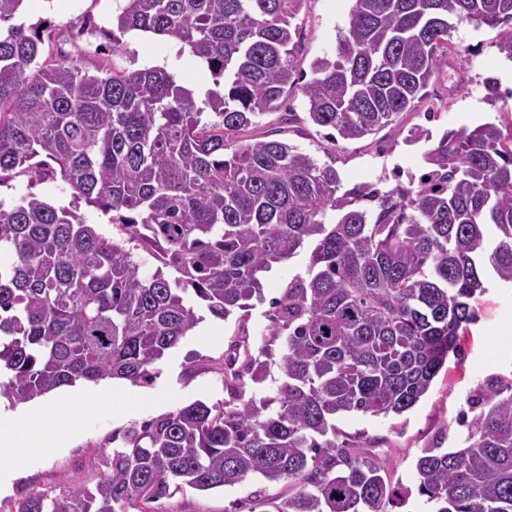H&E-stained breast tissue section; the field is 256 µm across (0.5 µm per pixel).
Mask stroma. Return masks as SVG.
Instances as JSON below:
<instances>
[{
    "mask_svg": "<svg viewBox=\"0 0 512 512\" xmlns=\"http://www.w3.org/2000/svg\"><path fill=\"white\" fill-rule=\"evenodd\" d=\"M351 5L352 0H307L294 19L300 32V82L310 79L314 59L335 54L338 31ZM119 6L120 0H23L14 21L48 28L56 46L79 51L86 70L102 65L126 70L162 67L194 91L196 102H203L205 92L213 86L212 77L178 40L133 31L125 35L121 50L112 51L104 32L111 29ZM73 35L78 38L74 44L69 41ZM497 35V30L486 26L458 24L447 61L430 81L425 96L375 134L353 141L327 138L324 128L308 121L304 97L296 89L283 105L260 116L245 138L250 143L284 140L318 159H334L347 184L374 182L396 170L418 172L423 153L444 131L512 122V101L492 104L486 100L484 80L488 76H496L502 88L512 89V62L499 53ZM414 129L429 131L430 139L409 142ZM28 192L72 208L104 234L113 232L108 216L75 199L71 187L58 177L35 183L27 176L17 177L11 185L0 187V199L11 203ZM308 262L309 251L303 248L262 275L263 298L251 308L246 325H239L232 316L224 320L214 317L204 306H197L200 321L195 331L167 351L156 379L134 384L138 406L121 414L87 419L78 435L30 459L14 479L1 484L0 500L32 487L58 492L93 487L97 473L90 459L113 431L197 400L223 401L228 393L217 364L235 343L245 342L253 353L264 346L271 349L265 381L247 383L246 394L258 398L274 395L283 381L279 366L282 343L270 334V302L291 277L305 271ZM475 307L477 319L468 326L461 355L449 357L429 392L411 410L400 416L352 412L336 418L338 442L354 455L376 460L393 486L411 488V495L391 505L390 512H429L424 498L413 491L417 457L423 448L436 443L446 450L459 447L466 429L457 418L466 409L470 392L489 375L512 378V286L488 279L487 291ZM292 490L287 481L258 476L207 492L187 488L160 501L157 508L159 512H271L273 501Z\"/></svg>",
    "mask_w": 512,
    "mask_h": 512,
    "instance_id": "1",
    "label": "stroma"
}]
</instances>
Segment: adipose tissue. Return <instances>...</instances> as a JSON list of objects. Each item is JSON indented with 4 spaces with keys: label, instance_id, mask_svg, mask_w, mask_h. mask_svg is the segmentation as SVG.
<instances>
[{
    "label": "adipose tissue",
    "instance_id": "1",
    "mask_svg": "<svg viewBox=\"0 0 512 512\" xmlns=\"http://www.w3.org/2000/svg\"><path fill=\"white\" fill-rule=\"evenodd\" d=\"M132 391L124 384L77 385L32 410L0 405V483L34 455L76 434L91 415L125 412Z\"/></svg>",
    "mask_w": 512,
    "mask_h": 512
}]
</instances>
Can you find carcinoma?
Returning <instances> with one entry per match:
<instances>
[{
  "instance_id": "1",
  "label": "carcinoma",
  "mask_w": 512,
  "mask_h": 512,
  "mask_svg": "<svg viewBox=\"0 0 512 512\" xmlns=\"http://www.w3.org/2000/svg\"><path fill=\"white\" fill-rule=\"evenodd\" d=\"M22 2L0 0V183L58 176L122 237L33 193L0 202V249L15 256L0 265V397L149 383L199 323L188 296L243 324L259 275L311 253L271 302L284 343L275 396L244 399L243 376L222 362L228 400L133 423L100 444L94 488H33L0 512H154L185 487L255 475L298 486L276 512H388L393 487L336 441V416L413 408L459 355L484 265L512 283V124L450 129L420 178L347 188L295 145L243 139L295 84L292 21L306 0H124L112 51L131 31L187 46L224 84L205 94L206 121L161 67L91 74L71 52L43 54L46 28L11 23ZM463 21L512 22V0H353L335 56L315 59L302 86L308 121L342 140L377 132L421 99ZM137 249L158 256L149 277ZM264 355L246 362L255 383ZM468 405L463 446L418 457L417 493L431 512H512V380L486 377Z\"/></svg>"
}]
</instances>
